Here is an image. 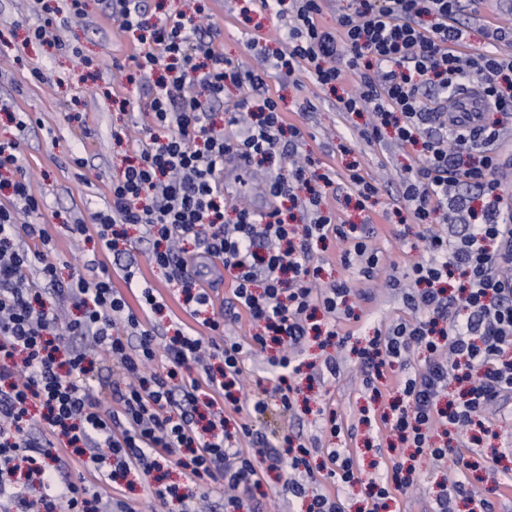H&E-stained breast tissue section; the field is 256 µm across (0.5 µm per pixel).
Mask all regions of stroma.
Masks as SVG:
<instances>
[{
    "label": "stroma",
    "instance_id": "obj_1",
    "mask_svg": "<svg viewBox=\"0 0 512 512\" xmlns=\"http://www.w3.org/2000/svg\"><path fill=\"white\" fill-rule=\"evenodd\" d=\"M109 2L84 0V16L60 28L61 44L53 47L31 39L32 30L44 17L32 12L29 0H0V140L20 143L31 191L44 202L41 215L29 216L28 221L50 224L53 250L49 258L59 277L87 273L93 259L109 268L131 267L136 281L168 293V311L154 318L158 326L165 327L171 320L183 319L185 310L175 288L151 263L149 246L140 241L138 232L130 231L125 251L116 257L97 243L74 239L68 230L70 224L89 220L109 198L112 181L128 155L126 131L134 130L142 139L149 136L142 121L145 94L116 73L117 65H129L131 55L141 50L140 35L120 29ZM241 6V0H147V16L155 18L162 9L179 10L212 24L217 29L215 50L243 68L256 69L262 61L246 48L244 36L251 33L277 47L278 23L256 9L242 12ZM39 70L49 73L48 82L37 80ZM295 79L292 85L271 82L270 91L282 97L288 122L303 131L300 153L318 159V172L332 170L338 176L336 184L322 188L324 203L335 209L340 221L363 224L371 230L370 242L383 257L384 272L374 285V301L352 304L360 322H338V331L346 340L337 352L341 370L336 380L313 384L296 394L294 418L282 417L274 409L258 426L288 431L311 448L346 446L370 476L374 463H388L390 453L385 448L374 450L377 432L359 422L362 409L373 406L362 385L359 352L375 330L410 316L388 282L405 279L410 265L426 257L418 246L422 226L413 224L408 212L401 211L397 217L392 214L400 206L399 182L407 168L416 167L418 161L411 148L396 146L392 131H383L377 140L362 138L360 131L371 122V114L341 111L336 94L316 84L306 70H298ZM306 99L312 103L311 110L297 113L296 101ZM15 112L30 115L25 129H18L11 121ZM77 155L84 158V166L74 164ZM352 163L380 185L376 199L362 209L357 206L354 190L342 181ZM332 412L351 427V434L335 440L322 432L321 418ZM487 426L486 445L498 449L503 459L494 470L470 471L469 478L478 487L512 485V408L490 412ZM414 466L415 486L394 493L387 512H432L438 486L458 468V456L449 454L438 464L421 455ZM168 480L177 486L178 494L162 508L144 498L139 473H129L119 487L124 496L137 501L140 512H182L181 498L194 493L195 486L177 471L171 472Z\"/></svg>",
    "mask_w": 512,
    "mask_h": 512
}]
</instances>
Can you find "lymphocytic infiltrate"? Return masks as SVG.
<instances>
[{"label": "lymphocytic infiltrate", "instance_id": "obj_1", "mask_svg": "<svg viewBox=\"0 0 512 512\" xmlns=\"http://www.w3.org/2000/svg\"><path fill=\"white\" fill-rule=\"evenodd\" d=\"M329 0H260L281 24L282 50L265 54V66L242 70L215 52L214 30L183 13L148 22L143 0H113L121 29L146 30L153 49L132 55L127 81L150 78V140L131 142L132 161L112 181L111 200L90 223L72 233L95 232L100 245L118 252L125 225L139 226L150 260L168 281L192 291L190 322H174L163 336L152 316L165 306L161 293L143 287L137 306L114 288L108 270L59 278L47 252L44 224H21L18 213L40 211L25 178L17 141H0V171L14 174V203L0 205V512H103L100 484L137 470L146 496L166 502L165 468L193 477L199 488L224 485V512H257L244 498L266 472L278 471L277 494L304 499L306 512H345L340 495L310 492L313 452L292 436L255 429L270 407L293 412L292 392L303 375L300 355L309 319L320 309L329 319L325 345L343 342L335 318L350 313L348 298L371 301L381 274L377 250L357 225L341 224L320 206L308 176L312 158L269 177L266 206L241 207L224 221V170L237 160L273 162L296 155L299 127H285L268 83H289L305 63L318 85L345 87V112H369L371 138L383 128L401 145L418 147L421 165L400 183L428 262L414 263L400 288L411 316L375 332L361 355L363 384L374 398L388 369L404 370L409 351L422 363L397 380L399 395L380 420L402 447L436 462L448 457L431 432L466 442L483 428L494 406L512 399V225L504 218L501 171L512 160L494 147L512 121V28L483 27L488 45H471V26L484 0H355L333 26L320 24ZM357 72L347 87L348 72ZM481 82L484 109L452 112L455 94ZM248 83L234 104L226 137L213 120L226 84ZM490 112L501 118L487 122ZM472 187L476 196L462 194ZM308 197L307 223L286 221L280 200ZM458 224L454 238L429 232L435 221ZM343 243L340 261L357 266L363 289L348 281L320 284L311 259L315 245ZM220 262L232 275L233 307L246 310L260 332L249 341L224 333L204 286L203 261ZM52 301L43 303L42 285ZM80 309L65 319L60 303ZM271 367L262 390L242 385L246 349L266 351ZM112 362L115 381H94V357ZM207 401H200V390ZM235 433H228V423ZM84 470L78 481L56 485L47 459ZM326 479L344 487L367 482L363 512H381L393 491L414 486L410 469L391 457L379 479L363 480L346 448L326 451ZM494 488L476 492L466 474L452 478L435 499V512L466 497L472 512H496Z\"/></svg>", "mask_w": 512, "mask_h": 512}]
</instances>
